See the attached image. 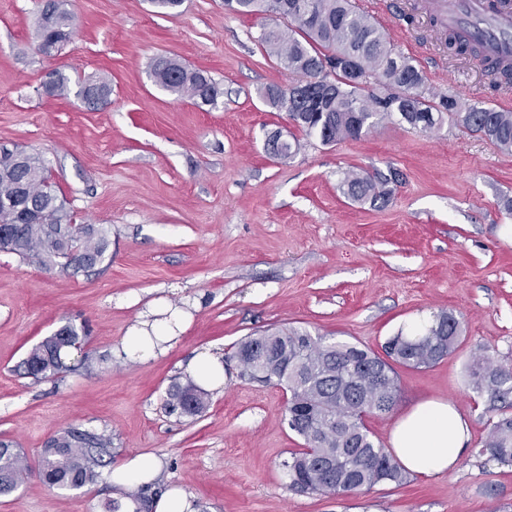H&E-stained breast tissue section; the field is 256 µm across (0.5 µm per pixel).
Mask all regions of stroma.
Returning a JSON list of instances; mask_svg holds the SVG:
<instances>
[{
	"label": "stroma",
	"instance_id": "obj_1",
	"mask_svg": "<svg viewBox=\"0 0 512 512\" xmlns=\"http://www.w3.org/2000/svg\"><path fill=\"white\" fill-rule=\"evenodd\" d=\"M352 4L436 91L512 103V82L492 84L478 61L449 53L423 0ZM70 8L71 41L45 57L39 0H0V145L41 154L75 223L107 227L110 245L96 271L78 275L0 252V440L27 460L0 512H122L127 491L112 470L140 454L161 463L152 491L182 489L197 512H512V465L482 454L491 403L468 378L475 355L512 363V152L447 122L423 133L392 119L357 140L304 139L277 159L268 134H297L259 96L293 80L259 41L278 17L229 13L224 0H183L170 15L150 0ZM159 54L215 78L217 105L157 87L149 63ZM50 70L67 77V96L43 92ZM93 75L112 83L97 108L77 95ZM393 169L401 179L385 206L340 189L345 172ZM153 300L186 312L181 339L129 360L125 338ZM444 312L462 322L458 349L428 368L398 367L399 401L365 423L385 448L402 414L451 399L471 422L460 467L340 497L291 490L281 463L303 441L287 425L286 392L240 378L233 345L290 326L376 349ZM68 322L88 330L86 365L20 376L28 351ZM206 350L225 356L223 387L196 416L166 413L168 389ZM70 426L110 433L112 463L94 486L62 491L40 461Z\"/></svg>",
	"mask_w": 512,
	"mask_h": 512
}]
</instances>
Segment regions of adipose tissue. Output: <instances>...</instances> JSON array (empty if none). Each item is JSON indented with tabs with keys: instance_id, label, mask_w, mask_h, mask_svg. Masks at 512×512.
I'll list each match as a JSON object with an SVG mask.
<instances>
[{
	"instance_id": "ef3b65f1",
	"label": "adipose tissue",
	"mask_w": 512,
	"mask_h": 512,
	"mask_svg": "<svg viewBox=\"0 0 512 512\" xmlns=\"http://www.w3.org/2000/svg\"><path fill=\"white\" fill-rule=\"evenodd\" d=\"M182 328V311L169 307L148 318L126 338L128 358L149 360L172 347ZM471 434L468 421L446 399L422 401L394 424L389 444L403 468L412 474L440 475L457 468L465 458Z\"/></svg>"
}]
</instances>
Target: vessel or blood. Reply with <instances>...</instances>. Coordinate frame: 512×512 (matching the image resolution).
<instances>
[{
  "instance_id": "vessel-or-blood-1",
  "label": "vessel or blood",
  "mask_w": 512,
  "mask_h": 512,
  "mask_svg": "<svg viewBox=\"0 0 512 512\" xmlns=\"http://www.w3.org/2000/svg\"><path fill=\"white\" fill-rule=\"evenodd\" d=\"M435 13L464 41L479 44L489 60L512 64V0H430Z\"/></svg>"
}]
</instances>
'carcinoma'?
<instances>
[{"label":"carcinoma","instance_id":"cac0c4a2","mask_svg":"<svg viewBox=\"0 0 512 512\" xmlns=\"http://www.w3.org/2000/svg\"><path fill=\"white\" fill-rule=\"evenodd\" d=\"M240 14L272 13L285 27L262 31L259 41L266 52L296 77L288 88L268 87L263 98L285 109L294 127L304 135H317L325 144L357 140L383 120L394 117L414 129L428 131L448 119L479 134L505 151H512V112L485 107L452 93L436 92L413 61L394 51L388 37L350 0H238ZM74 13L67 0H44L37 21L38 48L61 51L74 30ZM448 48L473 58L483 56L477 44L448 36ZM362 57L365 85L350 84L336 69H319L322 61L338 56ZM156 85L197 105L217 104L220 88L211 77L168 56L150 64ZM415 87L420 98L402 95ZM45 92L65 97L68 78L52 73ZM112 94L104 78L82 81L78 96L89 106ZM400 173L372 179L355 171L345 173L342 193L352 200L387 202L389 184ZM65 199L51 180L43 159L33 153L0 156V249L45 265L61 257L79 258L90 266L105 260L109 240L92 225L73 235L58 225L72 223ZM461 339L459 320L450 312L439 315L427 331L409 338L390 337L382 353L349 342L329 341L301 328L289 327L246 336L238 341L232 358L240 377L280 386L289 393L287 424L303 443L319 449L312 457L302 450L290 452L283 467L289 487L303 494L345 496L379 484H401L407 479L394 456L381 448L364 423L362 414L390 412L400 398L394 365L430 367L455 351ZM82 342L78 329L67 323L31 348L22 360L23 375L35 381L72 370L67 353ZM474 389L495 404V420L482 453L512 464V365L489 355L476 356L468 368ZM207 405V393L197 385H175L167 393L170 413L195 416ZM46 448L41 472L63 490L94 484L97 468L112 457V436L67 427ZM26 470L18 452H0V494L16 488Z\"/></svg>","mask_w":512,"mask_h":512}]
</instances>
